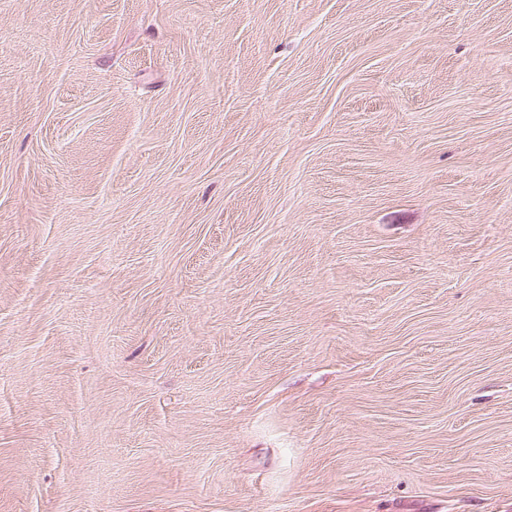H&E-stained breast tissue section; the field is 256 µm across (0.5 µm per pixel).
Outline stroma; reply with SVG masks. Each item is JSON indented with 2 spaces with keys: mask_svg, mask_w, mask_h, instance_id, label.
<instances>
[{
  "mask_svg": "<svg viewBox=\"0 0 512 512\" xmlns=\"http://www.w3.org/2000/svg\"><path fill=\"white\" fill-rule=\"evenodd\" d=\"M0 512H512V0H0Z\"/></svg>",
  "mask_w": 512,
  "mask_h": 512,
  "instance_id": "1",
  "label": "stroma"
}]
</instances>
